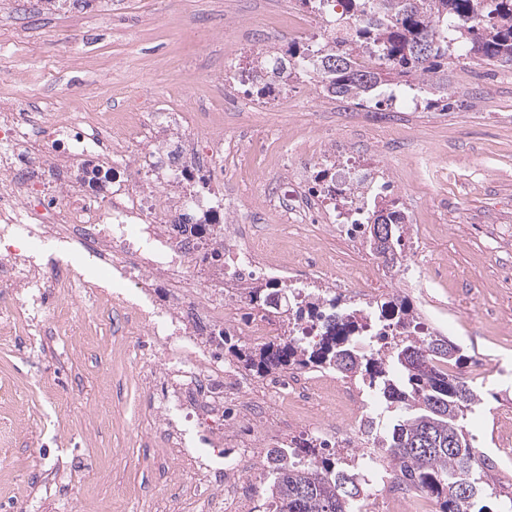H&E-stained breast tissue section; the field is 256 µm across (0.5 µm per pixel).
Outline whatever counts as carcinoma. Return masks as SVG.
<instances>
[{"mask_svg": "<svg viewBox=\"0 0 512 512\" xmlns=\"http://www.w3.org/2000/svg\"><path fill=\"white\" fill-rule=\"evenodd\" d=\"M341 2L343 12L334 21L338 36L324 53L318 74L328 96L364 102L384 86L419 80L438 95L430 103L446 109L450 53L512 66V0ZM367 50L378 53V65L356 64L355 56ZM388 211L399 217L392 224L388 251L394 257L407 232L406 215L394 201ZM274 288L288 293L286 285L277 282L250 287L248 305L266 306ZM380 319L389 334L376 337L378 348H363L356 336L359 323L344 316L307 345L288 335L232 353L244 369L260 376L299 365L361 379L384 408L395 412L377 439L394 479L430 495L439 512H486L480 501L497 494V487L469 430L479 398L470 384L443 369L445 364H461V347L440 334L414 335L415 316L403 300L382 303ZM299 452L309 464L286 462L288 455ZM270 460L265 495L272 512H361L367 483L360 472L319 455L317 447L282 448Z\"/></svg>", "mask_w": 512, "mask_h": 512, "instance_id": "cac0c4a2", "label": "carcinoma"}]
</instances>
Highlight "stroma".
<instances>
[{
  "label": "stroma",
  "mask_w": 512,
  "mask_h": 512,
  "mask_svg": "<svg viewBox=\"0 0 512 512\" xmlns=\"http://www.w3.org/2000/svg\"><path fill=\"white\" fill-rule=\"evenodd\" d=\"M0 14V93L30 108L83 99L90 111L119 112L131 102L172 106L177 93L205 98L232 133L247 121L224 109V61H265L251 35L269 12L302 11L300 0H75L49 8L46 0H10ZM293 109H267L265 122L288 134L282 151H302L309 128L330 129L352 142L361 162L367 144L398 186L411 225L423 229L422 248L444 273L423 295L386 282L380 299L406 298L419 319L447 316L459 291L483 285L453 335L466 357L498 359L480 386L472 424L486 452L512 441V287L499 288L512 267V249L485 246L486 227L512 224L501 202L512 200V75L462 57L448 61V108L424 102L400 110L392 125L360 112L356 100L326 97L300 79L288 83ZM488 170L476 178L473 167ZM114 308L94 306L51 320L40 333L46 348L30 357L21 336L0 335V424L16 430L0 447V512H208L155 428L151 392L140 384L141 342L116 334Z\"/></svg>",
  "instance_id": "obj_1"
}]
</instances>
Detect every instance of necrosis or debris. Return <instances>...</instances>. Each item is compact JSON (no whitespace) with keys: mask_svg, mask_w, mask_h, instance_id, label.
<instances>
[{"mask_svg":"<svg viewBox=\"0 0 512 512\" xmlns=\"http://www.w3.org/2000/svg\"><path fill=\"white\" fill-rule=\"evenodd\" d=\"M200 109L188 101L160 116L89 112L73 101L59 112H23L0 93V288L14 297L0 307V333L19 323L40 331L56 312L51 289L66 301L83 291L121 309L127 335L145 338L159 356L141 376L155 390L152 412L180 468L218 512H251L257 440L303 430L344 444L365 417L380 418L382 405L332 371L294 366L257 386L222 360L230 309L243 302L256 271L287 284L292 304L309 295L277 259L278 243L235 223L236 200L199 188L203 174L277 158L282 129L266 127L255 151L247 134L225 136L221 115L198 122ZM315 167L343 176L322 180L313 193ZM377 175L368 180L347 143L330 135L310 162L282 164L258 198L280 226L308 230L322 222L357 255V218L391 184L387 170ZM301 261L310 280L350 299L376 278L363 261L344 281L335 261L310 251ZM332 311L327 303L323 317L289 325L278 305L234 325L262 345L288 333L316 335ZM230 411L257 421L251 437L226 422Z\"/></svg>","mask_w":512,"mask_h":512,"instance_id":"1","label":"necrosis or debris"}]
</instances>
